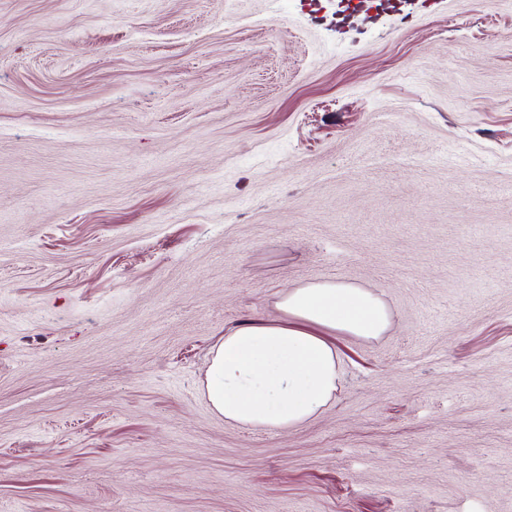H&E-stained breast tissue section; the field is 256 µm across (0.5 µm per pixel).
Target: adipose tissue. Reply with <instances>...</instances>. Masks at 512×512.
<instances>
[{"label": "adipose tissue", "mask_w": 512, "mask_h": 512, "mask_svg": "<svg viewBox=\"0 0 512 512\" xmlns=\"http://www.w3.org/2000/svg\"><path fill=\"white\" fill-rule=\"evenodd\" d=\"M278 307L281 320L238 326L215 349L205 388L226 420L285 429L318 414L339 378L330 334L374 338L389 326L377 297L335 282L292 289Z\"/></svg>", "instance_id": "adipose-tissue-1"}]
</instances>
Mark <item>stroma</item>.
<instances>
[{
	"label": "stroma",
	"mask_w": 512,
	"mask_h": 512,
	"mask_svg": "<svg viewBox=\"0 0 512 512\" xmlns=\"http://www.w3.org/2000/svg\"><path fill=\"white\" fill-rule=\"evenodd\" d=\"M321 281L388 330L225 421ZM0 512H512V0H0ZM278 307L281 320L240 325L215 349L205 388L226 420L286 429L318 414L333 399L339 378L327 334L375 338L390 323L373 294L335 282L294 288Z\"/></svg>",
	"instance_id": "obj_1"
}]
</instances>
